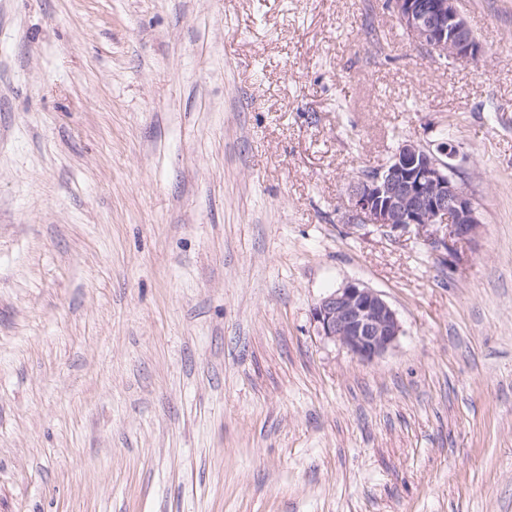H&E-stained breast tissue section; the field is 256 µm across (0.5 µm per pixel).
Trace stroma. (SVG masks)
Listing matches in <instances>:
<instances>
[{"instance_id":"stroma-1","label":"stroma","mask_w":512,"mask_h":512,"mask_svg":"<svg viewBox=\"0 0 512 512\" xmlns=\"http://www.w3.org/2000/svg\"><path fill=\"white\" fill-rule=\"evenodd\" d=\"M457 8L477 62L387 0H0V512H512V0ZM406 139L456 264L347 221ZM318 336L339 342L354 357L370 361L391 348L402 332L396 312L372 288L349 282L313 308Z\"/></svg>"}]
</instances>
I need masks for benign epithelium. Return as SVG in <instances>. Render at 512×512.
Instances as JSON below:
<instances>
[{
	"label": "benign epithelium",
	"mask_w": 512,
	"mask_h": 512,
	"mask_svg": "<svg viewBox=\"0 0 512 512\" xmlns=\"http://www.w3.org/2000/svg\"><path fill=\"white\" fill-rule=\"evenodd\" d=\"M410 39L441 59L473 62L481 46L456 7V0H390ZM457 146L436 149L418 141L400 143L381 169L350 184L348 220L392 233L414 226L443 261L455 244L477 234L480 220L465 183L457 179ZM317 333L339 342L354 357L370 361L391 348L402 332L396 312L372 288L349 282L313 308Z\"/></svg>",
	"instance_id": "1"
}]
</instances>
